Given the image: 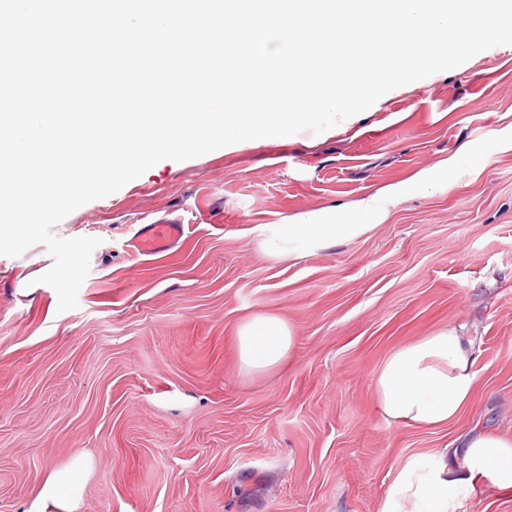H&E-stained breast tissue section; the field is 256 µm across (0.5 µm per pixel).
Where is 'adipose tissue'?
Instances as JSON below:
<instances>
[{"instance_id":"obj_1","label":"adipose tissue","mask_w":512,"mask_h":512,"mask_svg":"<svg viewBox=\"0 0 512 512\" xmlns=\"http://www.w3.org/2000/svg\"><path fill=\"white\" fill-rule=\"evenodd\" d=\"M512 151V130L493 133L487 148L462 149L408 180L387 185L342 207L313 210L285 224L259 227L260 246L274 257L316 254L368 235L390 208L418 191L439 186L462 170L481 172L491 154ZM294 336L274 316H257L239 329L242 370L263 372L287 359ZM474 352L465 326L453 323L395 349L374 375L378 407L391 425L424 429L447 426L470 406L476 387ZM87 462L49 469L37 501L55 512H76ZM482 476L500 489L512 488V437L476 433L460 447L437 448L407 457L392 474L378 512H457Z\"/></svg>"}]
</instances>
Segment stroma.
<instances>
[{"label":"stroma","mask_w":512,"mask_h":512,"mask_svg":"<svg viewBox=\"0 0 512 512\" xmlns=\"http://www.w3.org/2000/svg\"><path fill=\"white\" fill-rule=\"evenodd\" d=\"M512 126V45L384 94L336 133L163 160L88 202L55 236L100 238L78 306L38 277L46 247L0 256V512H29L48 469L92 459L77 512H377L411 454L470 431L512 435V151L406 199L364 238L272 257L257 226L400 182ZM181 224L156 256L125 243ZM259 315L288 359L239 365ZM461 321L471 406L436 430L389 426L373 374L397 347ZM459 512H512L479 478ZM237 337L239 362L245 372H263L278 366L291 353L294 336L274 316H256L245 322Z\"/></svg>","instance_id":"35a3bbf8"}]
</instances>
